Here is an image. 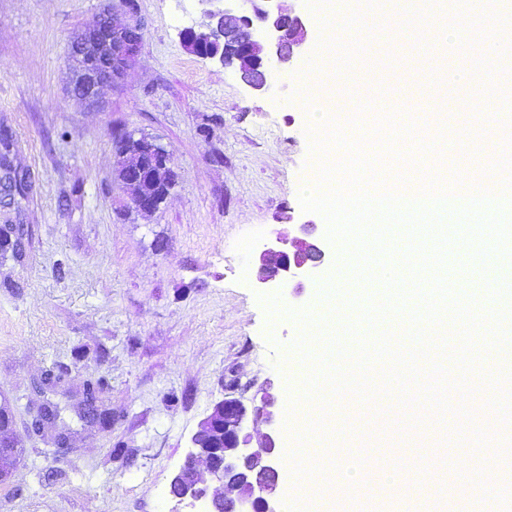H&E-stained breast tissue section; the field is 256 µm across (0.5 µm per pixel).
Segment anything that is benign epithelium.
<instances>
[{"label": "benign epithelium", "instance_id": "1", "mask_svg": "<svg viewBox=\"0 0 512 512\" xmlns=\"http://www.w3.org/2000/svg\"><path fill=\"white\" fill-rule=\"evenodd\" d=\"M221 6L204 11L206 21L182 31L196 56L234 69L252 90L265 92L270 79L301 56L309 38L305 17L285 11L282 0H206ZM130 20L113 22L116 7ZM142 20L130 0H107V5L70 42L74 75L71 96L87 105L98 102L99 90L121 79L137 55ZM125 148L136 159L121 169L119 181L130 191V205L150 214L166 200L171 186L159 191L160 177L170 166L167 150L154 140L127 134ZM21 175L4 169L0 194L18 191ZM331 246L323 239L277 236L260 252L256 282L263 289L286 288L299 279L318 276L333 262ZM276 399L264 390L260 404L226 395L198 425L187 459L171 477L169 492L192 507L204 502L207 512H278L280 506V446Z\"/></svg>", "mask_w": 512, "mask_h": 512}]
</instances>
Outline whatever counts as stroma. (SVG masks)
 <instances>
[{"label":"stroma","mask_w":512,"mask_h":512,"mask_svg":"<svg viewBox=\"0 0 512 512\" xmlns=\"http://www.w3.org/2000/svg\"><path fill=\"white\" fill-rule=\"evenodd\" d=\"M102 0H0V131L13 145L12 171L28 175L21 195L0 206V225H18L22 259L0 257V400L8 399L24 448L10 481L0 483V512H178L169 494L198 424L229 387L246 397L272 389L286 411L287 382H300L304 364L279 370L300 329L290 318H269L255 283L257 257L269 238L295 228L300 183L314 166L304 97L299 90L316 59L319 16L307 12L311 31L304 55L269 92L258 94L231 69L200 58L183 45V30L197 26L204 0H135L145 22L140 49L124 78L104 88L103 108L86 107L68 93L72 34L99 11ZM388 72L367 99L354 96L361 62L353 60L331 89L340 122L362 102L372 112L396 113L413 125L400 141L402 160L386 187L434 175L452 180L454 158L420 154L426 135L416 103L425 91L415 80L426 51L399 39L371 45ZM485 82L492 100H474L475 124H449V137L498 142L486 164L512 152L499 143L512 129V64L492 66ZM145 135L169 153L176 182L154 214L126 203L114 176L118 134ZM65 374L55 400L70 427L64 447L33 419L44 396L46 370ZM102 382L98 404L107 427L84 425L76 409L85 381ZM489 388L468 394L473 419L443 429L440 415L423 421L398 397L377 402L368 433L343 428L355 409L340 399L327 422L349 454L334 461L326 441L302 444L310 472L324 487L352 463L391 448L426 451L409 479L439 481L442 498L415 512H484L469 492L483 483L499 512H512L501 480L512 461L484 455L487 443L512 448V429L500 428L487 402Z\"/></svg>","instance_id":"obj_1"}]
</instances>
